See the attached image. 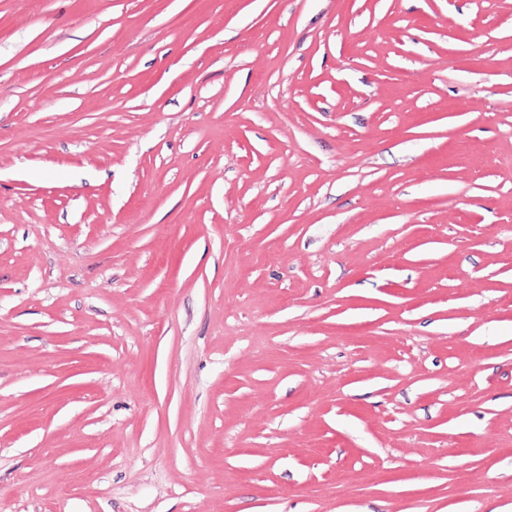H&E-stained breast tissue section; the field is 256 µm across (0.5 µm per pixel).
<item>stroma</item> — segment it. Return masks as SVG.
Here are the masks:
<instances>
[{
	"instance_id": "35a3bbf8",
	"label": "stroma",
	"mask_w": 512,
	"mask_h": 512,
	"mask_svg": "<svg viewBox=\"0 0 512 512\" xmlns=\"http://www.w3.org/2000/svg\"><path fill=\"white\" fill-rule=\"evenodd\" d=\"M0 512H512V0H0Z\"/></svg>"
}]
</instances>
